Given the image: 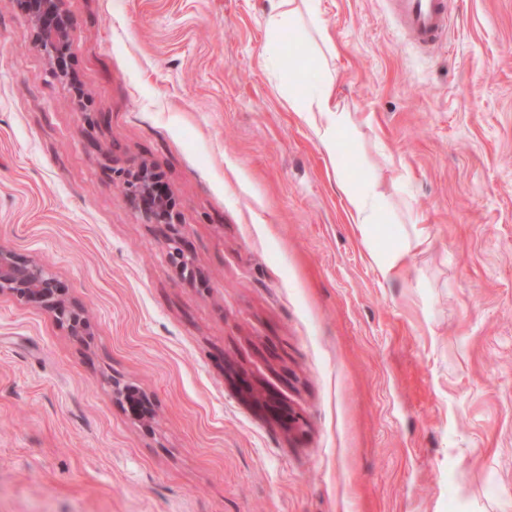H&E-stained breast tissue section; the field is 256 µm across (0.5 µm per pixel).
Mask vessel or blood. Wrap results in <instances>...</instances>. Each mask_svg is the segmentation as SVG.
<instances>
[{"label":"vessel or blood","mask_w":512,"mask_h":512,"mask_svg":"<svg viewBox=\"0 0 512 512\" xmlns=\"http://www.w3.org/2000/svg\"><path fill=\"white\" fill-rule=\"evenodd\" d=\"M401 23L423 48L434 46L448 34V0H391Z\"/></svg>","instance_id":"vessel-or-blood-1"}]
</instances>
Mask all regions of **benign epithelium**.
Segmentation results:
<instances>
[{"instance_id": "benign-epithelium-1", "label": "benign epithelium", "mask_w": 512, "mask_h": 512, "mask_svg": "<svg viewBox=\"0 0 512 512\" xmlns=\"http://www.w3.org/2000/svg\"><path fill=\"white\" fill-rule=\"evenodd\" d=\"M22 4L35 33V47L52 65L51 75L62 80L69 79L65 61L74 20L63 8V0H22ZM157 178L158 173L153 167L140 162L120 172V186L126 198L140 210L146 223L165 226L163 239L169 263L178 274L192 277L198 273L195 257L175 233L170 201L155 195ZM2 295L39 307L71 336L90 335L91 323L85 308L64 294V288L51 268L1 245ZM112 393L116 399L139 407L141 418L154 417L153 404L146 394L132 393L127 386L115 381L112 382Z\"/></svg>"}]
</instances>
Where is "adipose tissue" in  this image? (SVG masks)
Listing matches in <instances>:
<instances>
[{"mask_svg":"<svg viewBox=\"0 0 512 512\" xmlns=\"http://www.w3.org/2000/svg\"><path fill=\"white\" fill-rule=\"evenodd\" d=\"M294 111L314 130L320 148L327 154L331 163H339L337 137L350 122L349 113L340 111L336 104V86L327 82L319 89L305 96L304 99L290 98ZM350 215L351 223L359 230H366L375 221L376 202L378 199L374 188H356L349 182L339 184Z\"/></svg>","mask_w":512,"mask_h":512,"instance_id":"1","label":"adipose tissue"}]
</instances>
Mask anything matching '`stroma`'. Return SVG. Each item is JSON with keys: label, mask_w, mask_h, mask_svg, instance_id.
Here are the masks:
<instances>
[{"label": "stroma", "mask_w": 512, "mask_h": 512, "mask_svg": "<svg viewBox=\"0 0 512 512\" xmlns=\"http://www.w3.org/2000/svg\"><path fill=\"white\" fill-rule=\"evenodd\" d=\"M316 4L274 36L271 0H63L68 83L0 0V245L92 324L0 296V512H512V0H453L427 53L388 0ZM330 77L338 170L288 104ZM119 177L126 198L140 210L146 223L165 226L164 246L168 261L176 272L187 277L196 275L195 257L175 233L170 201L155 195L154 184L158 173L148 163L140 162L120 172ZM339 187L345 199L351 224H357L360 231H365L369 224L375 222L376 202L378 199L374 188H355L348 181H339ZM112 393L117 400H124L126 403L129 402L139 407L142 419H151L154 417L155 410L153 404L146 394L142 392L132 394L127 386L121 385L115 381L112 383Z\"/></svg>", "instance_id": "1"}]
</instances>
